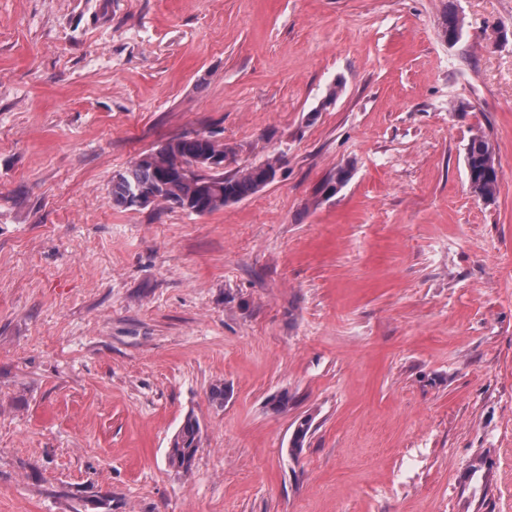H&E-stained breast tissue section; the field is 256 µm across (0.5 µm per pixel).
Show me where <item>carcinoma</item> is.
<instances>
[{"instance_id":"1","label":"carcinoma","mask_w":512,"mask_h":512,"mask_svg":"<svg viewBox=\"0 0 512 512\" xmlns=\"http://www.w3.org/2000/svg\"><path fill=\"white\" fill-rule=\"evenodd\" d=\"M463 33L464 19L457 8H446L443 37L454 44L461 40ZM232 155L234 149L213 135L172 138L151 150L147 158L135 161L112 181V205L126 209L141 207L139 198L131 191L136 185L155 190V203L173 204L190 213L205 214L240 201L275 181L279 170L276 158L230 175L210 167L186 173V168L201 157L227 159ZM465 167L473 192L485 201L494 200L503 172L487 136L471 137L466 146ZM200 447L201 426L190 413L170 442L168 466L178 473L188 472Z\"/></svg>"}]
</instances>
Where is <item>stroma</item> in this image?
Returning <instances> with one entry per match:
<instances>
[{
    "instance_id": "stroma-1",
    "label": "stroma",
    "mask_w": 512,
    "mask_h": 512,
    "mask_svg": "<svg viewBox=\"0 0 512 512\" xmlns=\"http://www.w3.org/2000/svg\"><path fill=\"white\" fill-rule=\"evenodd\" d=\"M195 132L275 181L113 206ZM492 486L512 512V0H0V512H473ZM464 33V19L460 16L457 8L450 6L446 8L442 21V35L449 43H457ZM465 167L473 192L485 201L494 200L503 172L484 134H476L469 140L465 151ZM201 447V426L193 414L185 416L180 428L173 436L167 453L168 466L176 472L191 470L194 458Z\"/></svg>"
}]
</instances>
